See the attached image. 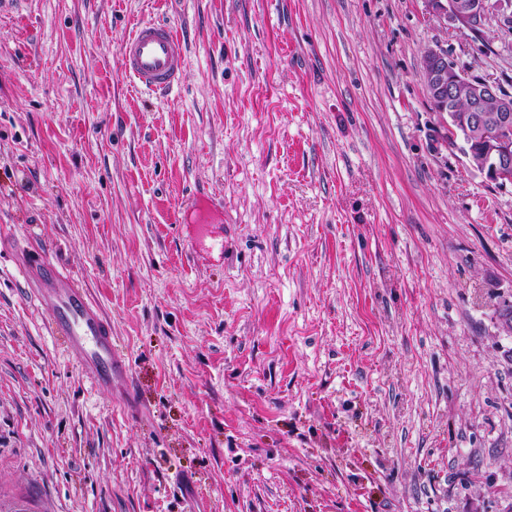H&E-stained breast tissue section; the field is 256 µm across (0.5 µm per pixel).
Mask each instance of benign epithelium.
Instances as JSON below:
<instances>
[{
	"mask_svg": "<svg viewBox=\"0 0 512 512\" xmlns=\"http://www.w3.org/2000/svg\"><path fill=\"white\" fill-rule=\"evenodd\" d=\"M430 12L455 28L479 31L489 18V0H427ZM425 85L439 116L453 129L458 123L457 96L470 103V119L460 153L468 166L495 184H512V141L498 135L512 128V91L458 69L448 50L429 47L422 56Z\"/></svg>",
	"mask_w": 512,
	"mask_h": 512,
	"instance_id": "benign-epithelium-1",
	"label": "benign epithelium"
}]
</instances>
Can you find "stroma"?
I'll return each mask as SVG.
<instances>
[{
	"label": "stroma",
	"mask_w": 512,
	"mask_h": 512,
	"mask_svg": "<svg viewBox=\"0 0 512 512\" xmlns=\"http://www.w3.org/2000/svg\"><path fill=\"white\" fill-rule=\"evenodd\" d=\"M145 20L164 98L118 69ZM438 44L512 90V29L425 0H0V512H512V186L447 146ZM430 12L454 28L478 32L489 18V0H427ZM118 64L142 89L164 94L185 76V44L170 24L142 22L120 44ZM22 254L19 266L30 294L51 329L80 358L82 369L96 388L112 390V378L122 369L112 344V322L90 298L81 280L47 254Z\"/></svg>",
	"instance_id": "obj_1"
}]
</instances>
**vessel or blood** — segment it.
<instances>
[{
  "instance_id": "1",
  "label": "vessel or blood",
  "mask_w": 512,
  "mask_h": 512,
  "mask_svg": "<svg viewBox=\"0 0 512 512\" xmlns=\"http://www.w3.org/2000/svg\"><path fill=\"white\" fill-rule=\"evenodd\" d=\"M118 64L120 72L142 89L164 94L185 76V44L170 24L146 21L122 41ZM19 266L52 331L79 356L95 387L111 392L112 378L122 367L112 343L111 320L92 301L81 280L47 254H23Z\"/></svg>"
}]
</instances>
